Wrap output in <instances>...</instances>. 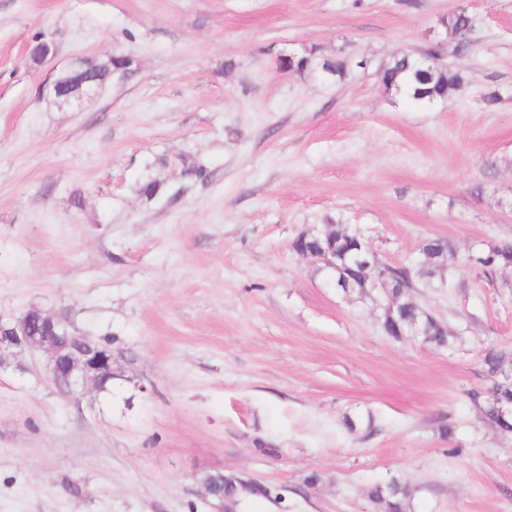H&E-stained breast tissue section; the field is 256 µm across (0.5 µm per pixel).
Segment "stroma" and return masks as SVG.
Wrapping results in <instances>:
<instances>
[{
  "instance_id": "1",
  "label": "stroma",
  "mask_w": 512,
  "mask_h": 512,
  "mask_svg": "<svg viewBox=\"0 0 512 512\" xmlns=\"http://www.w3.org/2000/svg\"><path fill=\"white\" fill-rule=\"evenodd\" d=\"M459 7L463 92L390 95L380 62ZM41 39L57 54L36 64ZM341 46L363 63L343 82L278 66ZM109 54L134 72L52 100L73 59ZM185 151L210 178L171 169L140 197ZM336 220L391 264L453 243L447 287L410 293L447 346L387 336L293 252ZM503 242L512 0H0V315L68 314L116 357L108 397L58 391L38 350L0 366V512H214L217 471L269 489L239 512H385L368 492L393 479L407 512H512V432L478 406L484 352L512 354V268L472 262Z\"/></svg>"
}]
</instances>
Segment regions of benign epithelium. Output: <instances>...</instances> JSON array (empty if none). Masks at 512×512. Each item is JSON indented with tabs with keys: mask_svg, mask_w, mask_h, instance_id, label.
I'll return each mask as SVG.
<instances>
[{
	"mask_svg": "<svg viewBox=\"0 0 512 512\" xmlns=\"http://www.w3.org/2000/svg\"><path fill=\"white\" fill-rule=\"evenodd\" d=\"M102 84L98 82L90 59H74L52 84V92L61 105L75 102L79 105L92 101ZM358 248L357 254L336 247V241L326 232H304L293 241V249L304 259L322 265V269L342 267L343 278L334 285L347 290L353 285L372 295L378 291L387 296L382 305L390 317L399 313L398 299L391 293L389 281L392 265L379 261L360 233L351 237ZM84 337L70 330L58 315L32 309L18 317L0 316V365L9 358L33 350L48 355L47 373L52 383L69 391L78 388L100 390L101 383L114 375V358L108 349H91L83 345ZM205 495L212 501L216 512H235L224 495V474L205 475L201 479Z\"/></svg>",
	"mask_w": 512,
	"mask_h": 512,
	"instance_id": "obj_1",
	"label": "benign epithelium"
}]
</instances>
